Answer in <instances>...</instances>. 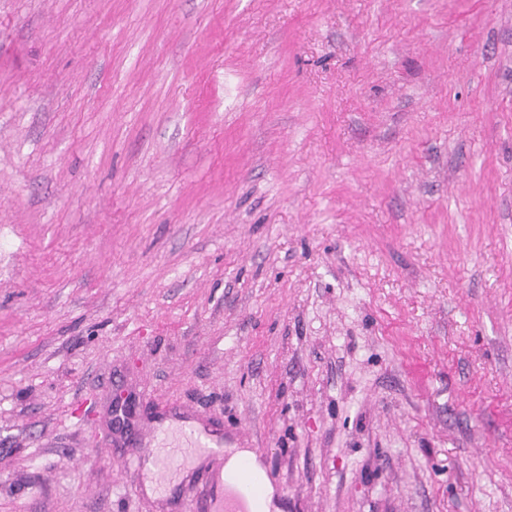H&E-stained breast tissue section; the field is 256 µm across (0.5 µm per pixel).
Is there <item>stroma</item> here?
<instances>
[{
	"label": "stroma",
	"mask_w": 512,
	"mask_h": 512,
	"mask_svg": "<svg viewBox=\"0 0 512 512\" xmlns=\"http://www.w3.org/2000/svg\"><path fill=\"white\" fill-rule=\"evenodd\" d=\"M119 394L280 512H512V0H0V512H198ZM185 424L190 433L195 436V440L188 442V447L184 450L181 447H175L174 450L162 451V448H128L123 453L124 465L128 470L140 469L144 464L146 454H152L157 480L160 484L164 483L172 471L187 462L189 456L193 458H201L205 455V448L211 447L212 444L222 445L216 443L207 430L200 429L192 421H185Z\"/></svg>",
	"instance_id": "stroma-1"
}]
</instances>
